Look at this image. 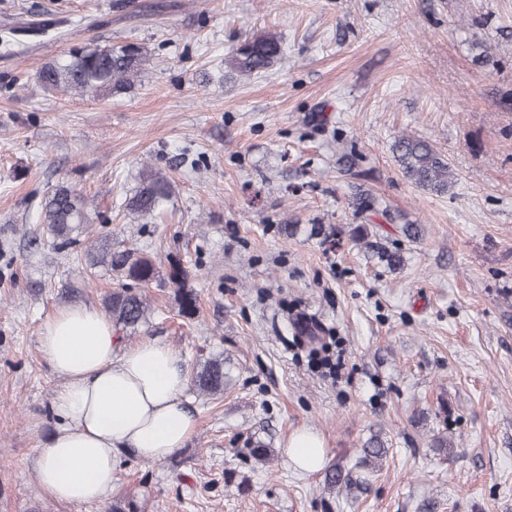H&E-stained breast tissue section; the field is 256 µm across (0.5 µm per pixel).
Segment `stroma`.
I'll use <instances>...</instances> for the list:
<instances>
[{
  "label": "stroma",
  "instance_id": "stroma-1",
  "mask_svg": "<svg viewBox=\"0 0 512 512\" xmlns=\"http://www.w3.org/2000/svg\"><path fill=\"white\" fill-rule=\"evenodd\" d=\"M268 30L282 57L225 77L230 50ZM89 42L138 43L150 61L123 94L44 95L37 68ZM404 134L447 157L448 193L403 175ZM147 166L174 185L150 222L121 207ZM62 182L113 246L157 260L132 342L161 341L192 372L219 356L231 375L223 393H184L196 430L167 461L120 456L117 497L143 512H512V0H0V512L110 508L56 502L35 474L62 383L40 327L113 287L28 243ZM361 188L422 227L411 242L378 221L400 270L351 238ZM296 312L323 328L337 377L315 367ZM304 432L369 486L347 497L304 474L286 453ZM375 433L388 451L370 474L358 462ZM169 282L176 287V301L179 313L186 319H192L198 308V296L193 288H189V272L180 259L169 262Z\"/></svg>",
  "mask_w": 512,
  "mask_h": 512
}]
</instances>
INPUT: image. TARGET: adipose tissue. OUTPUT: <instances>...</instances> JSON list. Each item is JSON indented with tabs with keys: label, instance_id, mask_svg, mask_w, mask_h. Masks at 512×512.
Listing matches in <instances>:
<instances>
[{
	"label": "adipose tissue",
	"instance_id": "1",
	"mask_svg": "<svg viewBox=\"0 0 512 512\" xmlns=\"http://www.w3.org/2000/svg\"><path fill=\"white\" fill-rule=\"evenodd\" d=\"M38 341L64 378L51 400L60 425L36 465L54 501H107L120 453L162 462L193 434L196 421L183 403L188 374L170 346L147 338L120 349L111 320L82 304L55 310Z\"/></svg>",
	"mask_w": 512,
	"mask_h": 512
}]
</instances>
